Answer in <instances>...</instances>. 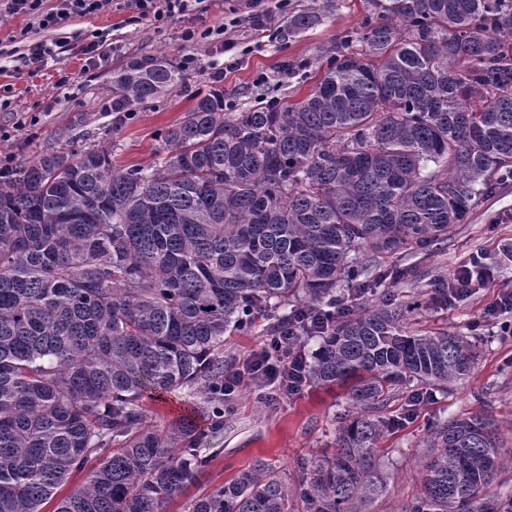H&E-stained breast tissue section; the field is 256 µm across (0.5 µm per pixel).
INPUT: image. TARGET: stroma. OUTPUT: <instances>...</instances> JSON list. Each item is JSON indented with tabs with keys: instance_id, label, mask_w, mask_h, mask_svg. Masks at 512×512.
Wrapping results in <instances>:
<instances>
[{
	"instance_id": "obj_1",
	"label": "stroma",
	"mask_w": 512,
	"mask_h": 512,
	"mask_svg": "<svg viewBox=\"0 0 512 512\" xmlns=\"http://www.w3.org/2000/svg\"><path fill=\"white\" fill-rule=\"evenodd\" d=\"M272 14L270 30L242 25L238 45L222 49L221 26L237 17V0H197L193 11L179 19L158 22L132 20L127 0H106L96 13L71 19L56 30L39 28L33 17L0 15V98L9 107L0 109V161L19 163L46 150H69L84 144L112 147V158L121 166L143 165L153 159L154 147L164 132L179 123L194 105L192 94L213 83L224 89L226 103L246 107L257 93L267 98L298 100L308 94L310 80L280 76L285 61L317 62L335 47L345 32L361 21L365 0H332L324 20L308 32L289 35L288 18L309 7L310 0H266ZM211 28L209 38L184 42L187 28ZM25 41H16L20 30ZM68 40L70 52L49 59L46 67L32 72L23 57L29 44ZM98 41L105 58L87 62L80 49ZM166 55L181 62L184 55L197 59L186 74L187 89L161 96L143 105L116 106L112 75L132 59ZM73 77L68 89L57 88L59 76ZM37 118L33 129L24 121ZM120 132H113V125ZM512 243V183L483 199L467 219L455 225L447 240L428 251L408 257L416 281L386 279L383 288L397 300L429 291L432 282L448 280L461 265L479 258L485 274L465 300L452 305L426 300L408 324L414 329H445L469 337L477 344L478 359L469 376L435 392L415 405L410 394L385 401L380 414L391 426L377 444L380 470L387 490L367 507V512H402L420 490L419 470L424 450L421 440L428 422L462 414L490 416L501 423L512 421V335H498L484 321V308L502 291L512 290V262L504 260L505 245ZM142 405L151 422L177 424L184 413L196 414L197 429L204 438L198 452L206 464L195 483L173 497L164 512H188L190 501L234 479L259 461L286 472L296 482L300 465L333 453L340 416L351 413L348 390L339 386L306 385L297 395L271 400L257 386L239 387L224 403V426L210 437V403L201 389L184 387L173 393L149 396Z\"/></svg>"
}]
</instances>
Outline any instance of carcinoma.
I'll return each mask as SVG.
<instances>
[{
	"label": "carcinoma",
	"mask_w": 512,
	"mask_h": 512,
	"mask_svg": "<svg viewBox=\"0 0 512 512\" xmlns=\"http://www.w3.org/2000/svg\"><path fill=\"white\" fill-rule=\"evenodd\" d=\"M344 46L296 101L225 108L197 93L144 165L112 148L37 153L0 175V512H163L197 477L190 420L157 427L147 394L224 383V335L380 284L370 254L447 238L512 181V0H368ZM322 20L309 7L288 33ZM186 87L165 55L112 77L120 104ZM420 301L387 295L339 317L308 381L346 385L357 412L334 453L288 483L259 461L189 512H365L386 491L377 414L396 389L469 374L466 336L417 334ZM422 492L402 512H512L486 494L503 466L488 416L439 420Z\"/></svg>",
	"instance_id": "cac0c4a2"
}]
</instances>
